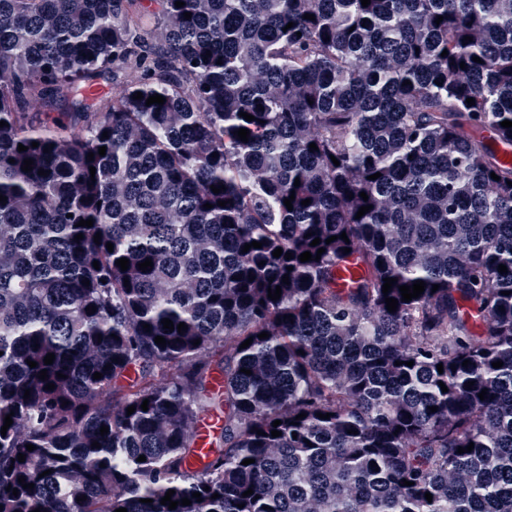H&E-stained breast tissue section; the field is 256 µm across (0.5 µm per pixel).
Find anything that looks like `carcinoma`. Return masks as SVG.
Segmentation results:
<instances>
[{
    "instance_id": "1",
    "label": "carcinoma",
    "mask_w": 512,
    "mask_h": 512,
    "mask_svg": "<svg viewBox=\"0 0 512 512\" xmlns=\"http://www.w3.org/2000/svg\"><path fill=\"white\" fill-rule=\"evenodd\" d=\"M175 2L0 0V512H512V0ZM223 425V418L214 414H207L197 424L196 443L202 454L210 448V439Z\"/></svg>"
}]
</instances>
